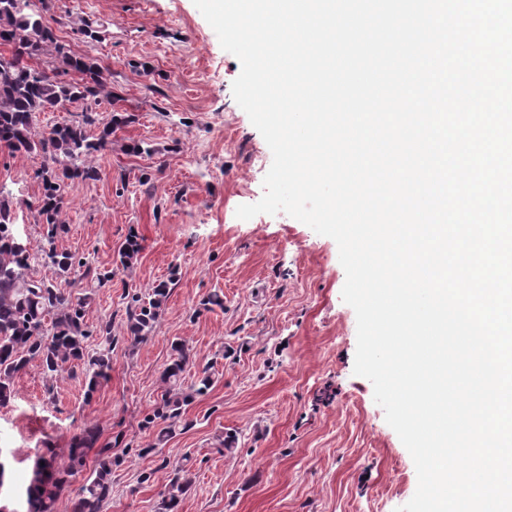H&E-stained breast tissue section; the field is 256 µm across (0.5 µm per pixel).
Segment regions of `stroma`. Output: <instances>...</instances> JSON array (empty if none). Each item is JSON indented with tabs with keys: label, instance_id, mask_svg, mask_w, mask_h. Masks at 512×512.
Instances as JSON below:
<instances>
[{
	"label": "stroma",
	"instance_id": "35a3bbf8",
	"mask_svg": "<svg viewBox=\"0 0 512 512\" xmlns=\"http://www.w3.org/2000/svg\"><path fill=\"white\" fill-rule=\"evenodd\" d=\"M57 11L59 43L110 75L96 95L38 115V129L86 115L94 140L112 116L125 122L92 156L96 177L65 182L56 241L111 281L100 287L49 266L37 274L85 300L88 348L111 324L112 370L92 390L82 369L52 380L30 362L0 405V461L28 476L40 456L66 454L92 430L112 451L103 512H159L176 476L189 484L178 512H396L417 473L372 383L354 373L357 319L342 299L336 242L283 212L236 215L262 198L272 164L232 93L239 60L193 0H57ZM42 165L41 154L0 150V190L32 253L44 244L31 208ZM132 232L142 250L126 270L117 252ZM161 283L154 328L132 344L127 296ZM212 294L224 305L208 311ZM177 340L193 360L185 382L206 368L212 385L163 438L142 421L166 388Z\"/></svg>",
	"mask_w": 512,
	"mask_h": 512
}]
</instances>
